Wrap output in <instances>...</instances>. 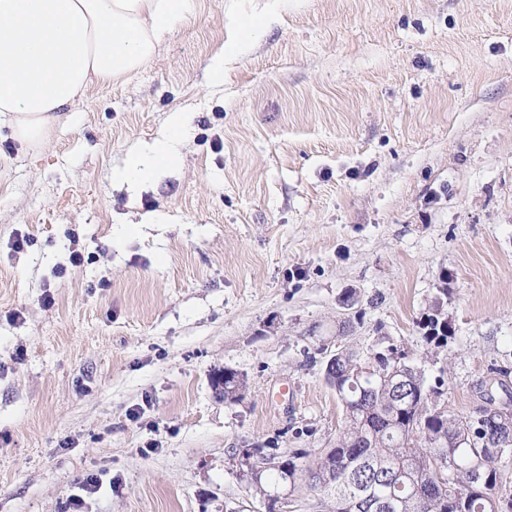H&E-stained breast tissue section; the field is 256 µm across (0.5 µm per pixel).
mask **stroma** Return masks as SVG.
Here are the masks:
<instances>
[{
	"label": "stroma",
	"instance_id": "obj_1",
	"mask_svg": "<svg viewBox=\"0 0 512 512\" xmlns=\"http://www.w3.org/2000/svg\"><path fill=\"white\" fill-rule=\"evenodd\" d=\"M199 2L41 150L0 129V512H73L90 477L82 512H267L238 452L334 445L342 342L461 416L491 370L512 391V0ZM175 113V158L113 180ZM441 287L444 351L417 326Z\"/></svg>",
	"mask_w": 512,
	"mask_h": 512
}]
</instances>
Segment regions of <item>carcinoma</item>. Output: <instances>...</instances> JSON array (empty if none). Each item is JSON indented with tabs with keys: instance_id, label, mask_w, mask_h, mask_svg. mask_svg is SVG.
Wrapping results in <instances>:
<instances>
[{
	"instance_id": "carcinoma-1",
	"label": "carcinoma",
	"mask_w": 512,
	"mask_h": 512,
	"mask_svg": "<svg viewBox=\"0 0 512 512\" xmlns=\"http://www.w3.org/2000/svg\"><path fill=\"white\" fill-rule=\"evenodd\" d=\"M418 321L427 346L448 347V318L438 289ZM417 365L389 347L363 352L340 345L325 370L327 382L343 405L344 427L336 446L324 448L313 464L299 448L280 458L282 467L250 473V485L274 512L276 495L268 482L288 486L292 493L300 477L336 470L338 482H314L326 512H512V498L500 494L508 482L499 462L512 455V412L488 405L459 416L438 406L445 380L419 385L403 399L397 397L396 370ZM245 378L224 370V399L237 401Z\"/></svg>"
}]
</instances>
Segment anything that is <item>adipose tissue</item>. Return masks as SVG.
<instances>
[{
    "mask_svg": "<svg viewBox=\"0 0 512 512\" xmlns=\"http://www.w3.org/2000/svg\"><path fill=\"white\" fill-rule=\"evenodd\" d=\"M196 0H0V124L32 151L42 148L66 106L91 83H112L144 68ZM181 129L121 174L145 179L173 153Z\"/></svg>",
    "mask_w": 512,
    "mask_h": 512,
    "instance_id": "1",
    "label": "adipose tissue"
}]
</instances>
